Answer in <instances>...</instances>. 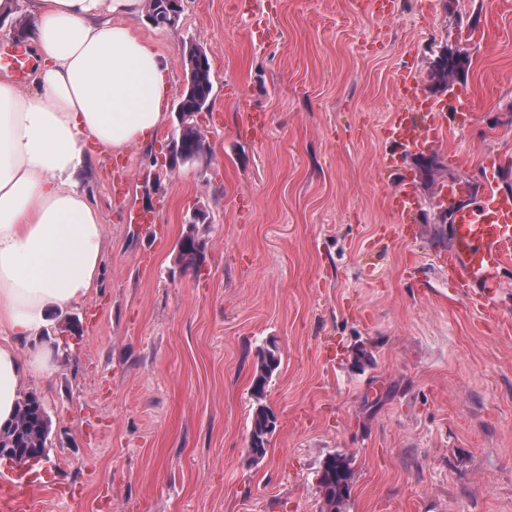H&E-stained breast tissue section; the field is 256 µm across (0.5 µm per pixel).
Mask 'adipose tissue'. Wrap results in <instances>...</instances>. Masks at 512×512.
Masks as SVG:
<instances>
[{
	"mask_svg": "<svg viewBox=\"0 0 512 512\" xmlns=\"http://www.w3.org/2000/svg\"><path fill=\"white\" fill-rule=\"evenodd\" d=\"M145 0H28L39 62L29 89L0 80V427L25 373L49 351L19 342L50 309L95 288L105 229L85 180L98 153L150 144L164 125L168 68L129 21Z\"/></svg>",
	"mask_w": 512,
	"mask_h": 512,
	"instance_id": "adipose-tissue-1",
	"label": "adipose tissue"
}]
</instances>
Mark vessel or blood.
<instances>
[{"label":"vessel or blood","instance_id":"vessel-or-blood-1","mask_svg":"<svg viewBox=\"0 0 512 512\" xmlns=\"http://www.w3.org/2000/svg\"><path fill=\"white\" fill-rule=\"evenodd\" d=\"M459 97L439 108L419 113L400 112L387 129V137L407 151L441 143L449 120H468ZM451 205L448 243L438 254L456 295L464 297L487 321H499L498 299L504 287L502 273L512 265V190L505 187L500 157L487 152L478 159V176L454 180L444 186ZM386 204L398 221L404 239L415 237L412 218L420 200L412 182L405 181L386 196ZM22 478L16 472H0V512H29L18 490Z\"/></svg>","mask_w":512,"mask_h":512}]
</instances>
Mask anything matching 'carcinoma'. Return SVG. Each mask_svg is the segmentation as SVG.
I'll use <instances>...</instances> for the list:
<instances>
[{"mask_svg":"<svg viewBox=\"0 0 512 512\" xmlns=\"http://www.w3.org/2000/svg\"><path fill=\"white\" fill-rule=\"evenodd\" d=\"M171 0H151L148 5L150 19L159 26H172L176 22L170 12ZM198 45L192 41L182 45V57L186 73L190 74L178 97L182 112L191 115L200 108L210 104L213 89L211 66L209 59L201 60L198 56ZM438 65L443 76L460 75L469 65V58L454 55L451 49H444L438 58ZM211 154L206 137L190 119L182 125L175 137L174 160L194 163ZM180 252L177 262L183 273H196L205 261V240L198 234L189 231L179 242ZM281 364V351L276 342L272 341L262 347L256 354L255 369L251 381V392L261 395L267 390L270 377ZM277 415L275 411L260 400L255 403L250 419L248 441L249 461L252 464L261 462L267 454L270 438L275 432ZM50 425L48 412L42 398L35 392H27L20 396L17 413L12 424L0 430V461L8 455L18 460L27 454L45 447L44 428ZM320 484L325 488L324 499L327 512H343L346 502L351 496L353 470L350 457L336 455L324 463Z\"/></svg>","mask_w":512,"mask_h":512,"instance_id":"carcinoma-1","label":"carcinoma"}]
</instances>
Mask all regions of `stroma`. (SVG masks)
<instances>
[{
	"mask_svg": "<svg viewBox=\"0 0 512 512\" xmlns=\"http://www.w3.org/2000/svg\"><path fill=\"white\" fill-rule=\"evenodd\" d=\"M132 25L175 95L182 43L205 49L211 156L166 168L172 118L124 153L127 199L111 192V158L88 177L100 279L51 315L53 367L21 384L45 402L42 467L65 490L23 487L32 512H321L332 454L352 459L345 512H512V333L451 301L430 189L403 240L384 197L418 176L413 154L379 167L397 73L413 97L443 102L426 75L447 45L469 56L448 93L474 118L436 146L445 176L476 177L492 151L512 178V0H395L386 18L370 0H182L174 26ZM251 108L267 115L262 136L244 128ZM132 206L154 224L125 223ZM198 207L207 257L185 274L176 243ZM71 317L80 338L63 333ZM272 340L278 426L252 464L250 383Z\"/></svg>",
	"mask_w": 512,
	"mask_h": 512,
	"instance_id": "35a3bbf8",
	"label": "stroma"
}]
</instances>
